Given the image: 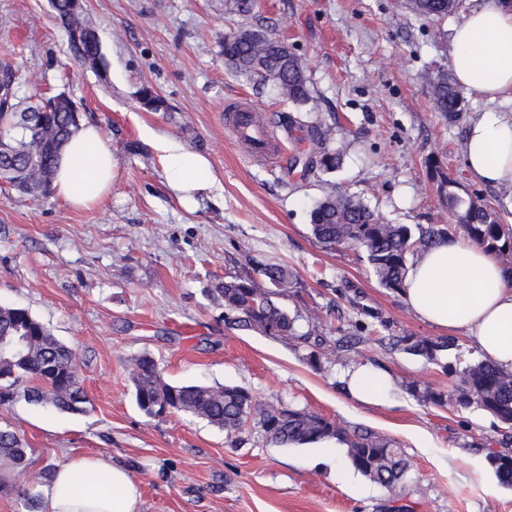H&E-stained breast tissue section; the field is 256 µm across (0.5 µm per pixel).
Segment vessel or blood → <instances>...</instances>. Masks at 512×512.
<instances>
[{
  "instance_id": "vessel-or-blood-1",
  "label": "vessel or blood",
  "mask_w": 512,
  "mask_h": 512,
  "mask_svg": "<svg viewBox=\"0 0 512 512\" xmlns=\"http://www.w3.org/2000/svg\"><path fill=\"white\" fill-rule=\"evenodd\" d=\"M225 123L254 160L265 161L280 155L279 141L266 124L262 111L251 102L236 101L227 110Z\"/></svg>"
}]
</instances>
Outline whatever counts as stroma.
<instances>
[{"mask_svg":"<svg viewBox=\"0 0 512 512\" xmlns=\"http://www.w3.org/2000/svg\"><path fill=\"white\" fill-rule=\"evenodd\" d=\"M102 44L95 70L75 63L49 0H0V57L21 70L22 95L66 92L95 123L118 168L110 195L87 210L56 195L40 201L0 187V304L27 309L79 357L85 412L0 405V428L31 450V472L70 458L128 464L140 512H512L487 455L502 430L477 407L425 406L411 381L454 388L456 377L366 332L349 358L313 370L303 349L224 325L212 290L225 276L278 262L298 284L280 304L301 313V330L336 338L367 307L393 336L439 337L401 293L371 275L363 252L323 246L309 213L330 193L359 196L392 224L452 218L429 158L463 197L499 209L501 189L471 181L464 140L484 102L471 95L456 118L436 111L427 75L448 67L453 18L426 23L406 0H261L252 16L224 0H85ZM262 27L308 66L312 100L297 107L235 73L219 43L233 27ZM152 86L168 109L142 108ZM247 96L267 115L284 149L271 164L244 154L224 125V108ZM321 119L344 160L333 173L299 155L288 122ZM206 156L215 187L185 207L167 186L163 139ZM147 354L173 385H238L258 405L284 403L397 441L410 467L400 497L351 463L320 458V444L275 445L251 414L238 447L191 414L163 418L137 406L130 362ZM372 366L388 373V404L352 400L345 379Z\"/></svg>","mask_w":512,"mask_h":512,"instance_id":"obj_1","label":"stroma"}]
</instances>
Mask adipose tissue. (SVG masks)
<instances>
[{
  "mask_svg": "<svg viewBox=\"0 0 512 512\" xmlns=\"http://www.w3.org/2000/svg\"><path fill=\"white\" fill-rule=\"evenodd\" d=\"M449 62L456 84L487 102L465 135L472 181L508 188L512 211V0H475L455 23ZM167 185L180 200L206 195L215 179L206 156L179 142L165 144ZM117 166L97 125L84 122L61 152L52 183L55 195L75 208H90L112 189ZM403 298L422 321L439 330L473 336L484 359L512 372V272L473 243L443 240L411 264ZM393 382L363 368L350 373L355 400L381 405ZM46 512H139V483L129 469L102 456H82L59 466L44 489Z\"/></svg>",
  "mask_w": 512,
  "mask_h": 512,
  "instance_id": "obj_1",
  "label": "adipose tissue"
}]
</instances>
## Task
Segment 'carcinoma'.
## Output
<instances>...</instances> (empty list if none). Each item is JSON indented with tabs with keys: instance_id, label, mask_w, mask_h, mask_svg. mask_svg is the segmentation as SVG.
Here are the masks:
<instances>
[{
	"instance_id": "carcinoma-1",
	"label": "carcinoma",
	"mask_w": 512,
	"mask_h": 512,
	"mask_svg": "<svg viewBox=\"0 0 512 512\" xmlns=\"http://www.w3.org/2000/svg\"><path fill=\"white\" fill-rule=\"evenodd\" d=\"M409 11L422 20H443L453 14L460 0H407ZM55 18L64 29L73 60L95 69L103 55L98 32L85 11H74L70 0H50ZM251 0H224V13L251 14ZM224 60L240 75L257 86H271L281 97L296 105L312 100L310 80L300 57L275 35L262 29L238 27L224 34L221 44ZM431 99L440 112L453 115L461 111L463 96L437 68L428 75ZM18 70L12 62L0 61V184H8L31 196L42 198L52 188L59 155L80 122L69 111L65 99L57 95L22 97ZM141 106L151 112L167 110L166 101L150 86L138 92ZM292 126L304 133L300 141L319 157V169L332 173L342 164L343 153L332 147V131L324 124L305 123L298 118ZM432 179L438 182L441 197L457 227L471 242L497 256L512 259V225L499 222L497 215L473 198L456 191L438 163L429 162ZM313 236L326 246H342L364 252L370 270L383 287L396 292L405 288L406 275L414 255L448 238V225L388 224L356 195L329 194L320 199L310 213ZM296 276L282 264H259L255 274L231 276L214 288L224 305V324L255 332L275 340L289 341L309 349L306 360L322 369L328 359L326 339L312 332L298 333V317L278 303L294 288ZM0 340H23L24 351L0 357V405L11 402L17 386L25 384V397L37 404H51L70 413L85 411L89 403L81 382L73 371L79 364L76 352L57 339L28 310L0 305ZM395 346L440 364L441 355L454 350L459 365L456 385L457 406L480 407L501 424L512 429V373L501 371L481 359L477 349H459L451 337L404 336ZM131 379L137 406L146 415L158 402L172 413H190L224 430L231 446L254 409L251 393L239 386L173 385L163 379L155 360L141 355L132 360ZM408 389L424 405L448 404V390L421 386L416 381ZM259 422L270 440L281 446L307 445L334 438L347 445L355 470L386 488L395 497L403 489L408 470L404 450L393 439L367 429L350 431L334 421L310 411L284 405H268L259 410ZM0 459L8 460L19 478L16 485L26 512H41V498L30 480L28 448L13 430L0 429ZM499 483L512 487V453L504 450L489 456Z\"/></svg>"
}]
</instances>
